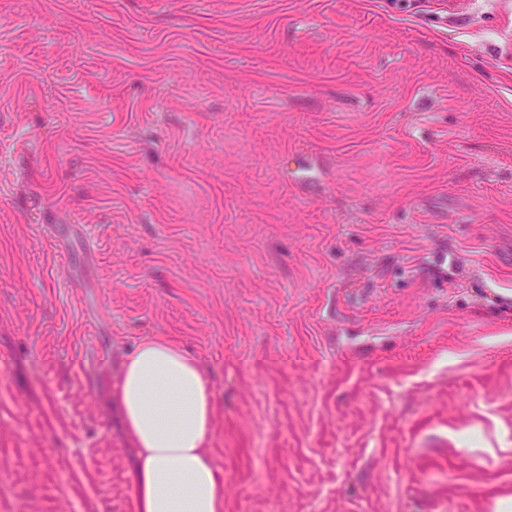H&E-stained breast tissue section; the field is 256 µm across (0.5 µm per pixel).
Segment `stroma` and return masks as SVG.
Masks as SVG:
<instances>
[{"instance_id":"obj_1","label":"stroma","mask_w":512,"mask_h":512,"mask_svg":"<svg viewBox=\"0 0 512 512\" xmlns=\"http://www.w3.org/2000/svg\"><path fill=\"white\" fill-rule=\"evenodd\" d=\"M152 339L224 512H512V0H0V512H135Z\"/></svg>"}]
</instances>
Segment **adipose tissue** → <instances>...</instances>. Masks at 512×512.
Returning a JSON list of instances; mask_svg holds the SVG:
<instances>
[{"instance_id": "adipose-tissue-1", "label": "adipose tissue", "mask_w": 512, "mask_h": 512, "mask_svg": "<svg viewBox=\"0 0 512 512\" xmlns=\"http://www.w3.org/2000/svg\"><path fill=\"white\" fill-rule=\"evenodd\" d=\"M135 449L136 512H221L224 490L205 443L211 391L201 362L165 342L123 356L112 388Z\"/></svg>"}]
</instances>
